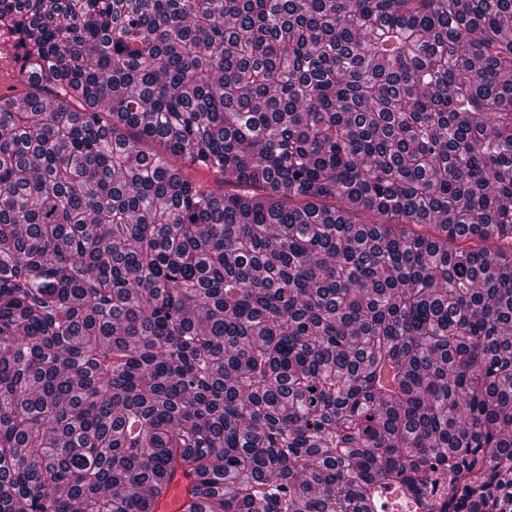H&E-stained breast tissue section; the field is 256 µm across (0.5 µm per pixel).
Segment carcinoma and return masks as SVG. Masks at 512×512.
I'll return each mask as SVG.
<instances>
[{"label": "carcinoma", "mask_w": 512, "mask_h": 512, "mask_svg": "<svg viewBox=\"0 0 512 512\" xmlns=\"http://www.w3.org/2000/svg\"><path fill=\"white\" fill-rule=\"evenodd\" d=\"M0 512H504L512 0H0ZM430 226L433 234L417 231ZM1 57L7 58L9 61L8 66H3L1 64ZM0 64V91L2 88L3 92H6L8 88L12 91L13 96L17 97L18 99H22V97L29 91V88L27 85L16 79V76L18 75L17 63L14 61L12 56L6 55L4 52L1 54L0 50ZM192 479L177 471L171 479L166 494L157 505L158 512H184L193 500L189 494Z\"/></svg>", "instance_id": "obj_1"}]
</instances>
